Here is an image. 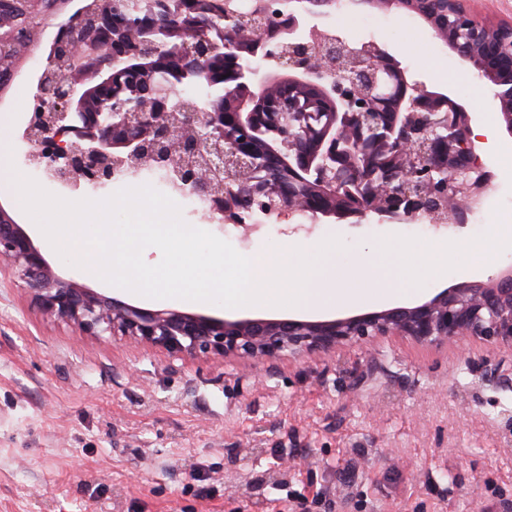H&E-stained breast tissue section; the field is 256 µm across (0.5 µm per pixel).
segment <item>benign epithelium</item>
Returning <instances> with one entry per match:
<instances>
[{
    "mask_svg": "<svg viewBox=\"0 0 512 512\" xmlns=\"http://www.w3.org/2000/svg\"><path fill=\"white\" fill-rule=\"evenodd\" d=\"M466 0H448L455 25L440 34L449 51L470 64L497 101L508 133L512 134V22L480 21L465 7ZM321 11H304L288 25V40L266 41L263 27L252 22L255 44L264 46L268 72L258 80L252 58L223 42L225 62L233 65L244 87L265 90L277 76L292 88L312 86L333 105L321 127H300L307 146L297 149V133L278 131L273 152L292 159L306 175L303 193L312 194L308 210L320 216L351 217L356 223L370 211L392 222L420 212L441 217L449 191L464 202L453 212L463 223L468 204L481 201L489 181L472 139L468 110L441 92L409 82L398 59L373 43H358L324 29ZM96 35L110 47L111 64L99 62L92 40L79 43L66 32L49 59L62 51L81 52L79 70L59 85L55 95L36 96L21 139L28 158L53 184L73 187L85 179L96 187L112 182V171L138 172L146 160L174 174L181 187L207 197L229 218L231 184L252 174L249 148L232 146L231 129L274 125L275 114L252 111L249 95L232 109L199 112L191 103L162 96L151 81L140 85L151 111L133 109L112 120L110 112H88L89 102L112 88L113 74L146 69L145 61L165 49L182 58L192 71L214 52L210 41L186 40L178 26H145L146 37L131 38L127 29L139 21L118 24L104 8L93 20ZM212 131L204 138L200 126ZM446 173L435 185L425 169ZM25 290L41 314L63 322L84 336L164 350L188 357L233 356L253 361L282 356H310L373 336H409L424 345L479 340L512 349V267L488 284H462L446 289L415 307H398L342 319L310 322L295 319H227L174 309L150 310L58 275L40 248L0 206V264Z\"/></svg>",
    "mask_w": 512,
    "mask_h": 512,
    "instance_id": "1",
    "label": "benign epithelium"
}]
</instances>
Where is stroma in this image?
I'll use <instances>...</instances> for the list:
<instances>
[{
  "instance_id": "stroma-1",
  "label": "stroma",
  "mask_w": 512,
  "mask_h": 512,
  "mask_svg": "<svg viewBox=\"0 0 512 512\" xmlns=\"http://www.w3.org/2000/svg\"><path fill=\"white\" fill-rule=\"evenodd\" d=\"M324 28L390 47L409 80L463 104L474 124L499 120L485 93L462 90L464 63L420 20L393 12L337 9ZM56 25L0 95L10 134L0 167L30 168L19 137ZM493 178L479 223L431 224L426 232L370 215L359 224L310 222L297 212L263 230L220 224L194 206L186 223L239 253L276 257L296 241L308 254L327 237L358 266L369 251L414 289L422 304L490 274L443 275L425 253L427 235L484 234L512 218V170L486 160ZM0 206L24 224L62 277L120 297L119 289L66 263L27 223L17 192L0 179ZM512 350L487 344L423 346L378 336L310 358L246 365L189 359L110 337H79L43 319L0 270V512H512Z\"/></svg>"
}]
</instances>
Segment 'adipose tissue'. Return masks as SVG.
Masks as SVG:
<instances>
[{"label": "adipose tissue", "instance_id": "obj_1", "mask_svg": "<svg viewBox=\"0 0 512 512\" xmlns=\"http://www.w3.org/2000/svg\"><path fill=\"white\" fill-rule=\"evenodd\" d=\"M512 249V220L491 224L481 237H459L448 239L442 235L430 237L427 251L439 254L446 262H453L456 255L467 256L466 268L470 271H485L493 267L504 248Z\"/></svg>", "mask_w": 512, "mask_h": 512}]
</instances>
